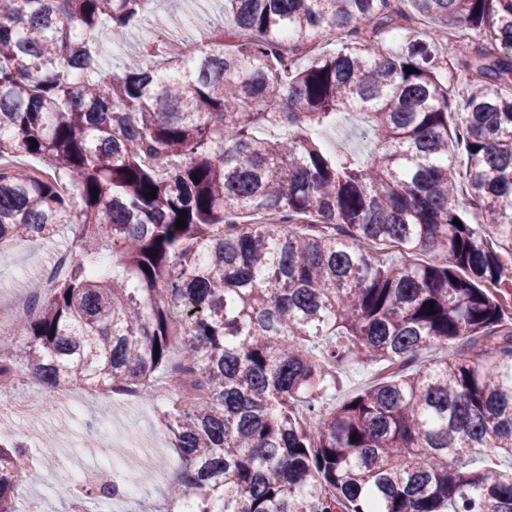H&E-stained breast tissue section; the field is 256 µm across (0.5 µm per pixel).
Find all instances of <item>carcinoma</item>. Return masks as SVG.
Returning <instances> with one entry per match:
<instances>
[{
  "mask_svg": "<svg viewBox=\"0 0 512 512\" xmlns=\"http://www.w3.org/2000/svg\"><path fill=\"white\" fill-rule=\"evenodd\" d=\"M410 2L225 0L187 63L127 41L147 0H0V244L73 231L0 375L166 374L194 512H512V0ZM343 112L370 153L323 137ZM369 368L361 364H353L343 370L336 381V390H332L329 394V403H340L348 396L359 392L367 383L370 377Z\"/></svg>",
  "mask_w": 512,
  "mask_h": 512,
  "instance_id": "carcinoma-1",
  "label": "carcinoma"
}]
</instances>
